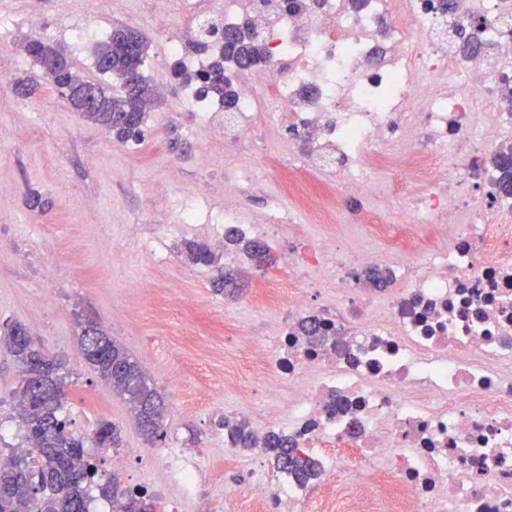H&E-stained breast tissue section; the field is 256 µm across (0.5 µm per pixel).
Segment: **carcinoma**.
Wrapping results in <instances>:
<instances>
[{
	"label": "carcinoma",
	"instance_id": "cac0c4a2",
	"mask_svg": "<svg viewBox=\"0 0 512 512\" xmlns=\"http://www.w3.org/2000/svg\"><path fill=\"white\" fill-rule=\"evenodd\" d=\"M150 42L139 32L116 27L106 39L93 46L99 72L109 75L118 91L109 95L101 92L98 106L82 110L81 92L93 86L72 70L67 59L58 55L53 44L39 38L26 41L27 57L33 68L52 82L69 106L112 131L124 144L139 145L145 140L143 125L146 112L157 102V94L142 71L132 68V58L145 63ZM267 53L261 40L253 45L234 40L223 41L220 55H213L207 66L189 73L180 64L173 76L182 85L194 88L200 100L213 99L226 105L236 102L231 80L224 75V61H235L257 67ZM512 156V148L501 149L492 155L498 168L499 191L512 195V164L504 156ZM187 257L195 264L215 263L214 253L205 245L187 244ZM80 344L85 359L99 378L112 387L127 403L134 420L151 438L165 440L163 402L146 374L126 350L93 325V334L81 331ZM0 348L19 366L18 387L15 391L17 419L21 437L36 450L28 456L27 449L0 459V512H42L53 505L62 512H89L91 491L112 501V512H155L154 499L144 492L124 489L112 477L99 481L96 457L85 449L84 438L70 430L63 415L69 371L58 356L45 353L21 324L6 327L0 337ZM224 429L234 445L256 447V440L242 421L224 420ZM93 441L98 448H118L120 430L115 423L99 418ZM263 449L271 457L275 469L306 480L313 465L300 457L295 442L283 434H269Z\"/></svg>",
	"mask_w": 512,
	"mask_h": 512
}]
</instances>
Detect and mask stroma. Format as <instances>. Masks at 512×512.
I'll return each mask as SVG.
<instances>
[{
	"instance_id": "35a3bbf8",
	"label": "stroma",
	"mask_w": 512,
	"mask_h": 512,
	"mask_svg": "<svg viewBox=\"0 0 512 512\" xmlns=\"http://www.w3.org/2000/svg\"><path fill=\"white\" fill-rule=\"evenodd\" d=\"M208 10L221 21L224 0H0V70L12 80L0 85V328L23 324L49 354L66 359L71 384L65 406L72 430L92 433L98 418L115 422L129 464L117 472L128 489L179 499L180 491L155 459L161 447L203 452L201 496L212 512H255L254 474L270 468L266 454L239 457L224 446V418L254 425L262 418L260 384L246 362L248 353L268 348L283 323L278 304L262 300L261 283L288 280V251L294 232L329 237L355 253L371 246L362 211L382 204L390 219L404 217L405 204L393 198L399 177L380 170L371 199L337 207L336 188L312 181L313 201L327 210L284 228L269 242L270 261L257 264L242 246L218 245L209 224H185L184 206L202 212L224 208V185L241 167L255 179L245 194L240 218L265 221L267 196L283 193L285 206H298L284 180L294 148L271 113L261 114L251 138L238 143L223 112L201 120L178 106L181 88L172 69L178 56L166 53L172 30L193 39L191 8ZM125 25L152 44L143 72L152 86H166L159 107L148 112L145 141L118 142L111 131L74 111L58 90L38 80L24 98L14 80L31 71L14 44L37 36L64 49L85 80L111 89V79L94 62L93 37ZM213 161L203 166L201 154ZM43 205L31 207L33 196ZM169 221L157 224L155 211ZM207 245L216 257L197 265L183 253L185 243ZM155 251L154 261L143 246ZM232 273L240 288L216 293L212 281ZM97 320L146 371L164 398L168 436L148 441L135 426L125 401L87 364L78 336L84 321ZM250 336H243L242 327Z\"/></svg>"
}]
</instances>
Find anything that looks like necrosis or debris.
Listing matches in <instances>:
<instances>
[{
  "instance_id": "4bbe7bcc",
  "label": "necrosis or debris",
  "mask_w": 512,
  "mask_h": 512,
  "mask_svg": "<svg viewBox=\"0 0 512 512\" xmlns=\"http://www.w3.org/2000/svg\"><path fill=\"white\" fill-rule=\"evenodd\" d=\"M285 13L224 0L228 25L251 19L288 74L235 81L234 130L248 140L272 106L300 156L298 174L334 179L341 200L368 194L376 169L395 167L410 220L365 213L387 255L343 252L301 238L288 266L285 322L270 354H252L265 400L294 385L285 411L254 429L295 440L329 488L321 512H512V196L498 193L488 163L512 146V22L501 0H457L455 15L431 0H299ZM479 25L491 52H464L452 22ZM381 144L392 154L377 153ZM385 269V295L360 272ZM312 288H331L316 311ZM195 512L199 464L163 449ZM366 464L379 492L349 483L347 458ZM264 512H297L307 488L269 471L255 475Z\"/></svg>"
}]
</instances>
